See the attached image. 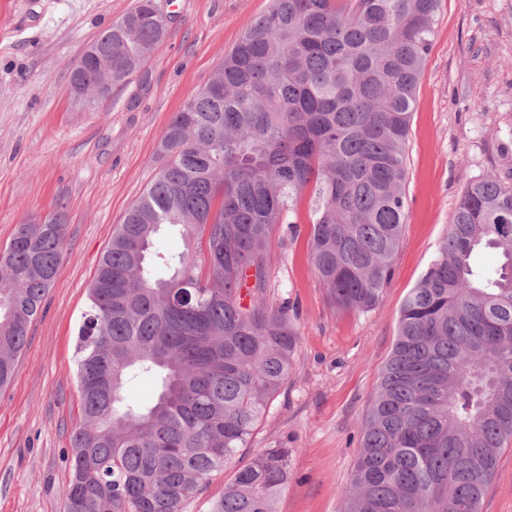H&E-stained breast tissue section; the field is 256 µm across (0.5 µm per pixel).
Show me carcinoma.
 <instances>
[{
	"label": "carcinoma",
	"instance_id": "1",
	"mask_svg": "<svg viewBox=\"0 0 512 512\" xmlns=\"http://www.w3.org/2000/svg\"><path fill=\"white\" fill-rule=\"evenodd\" d=\"M440 0H273L170 119L162 163L112 232L77 334L81 423L64 512H188L248 445L298 333L267 300L265 245L311 191L310 262L338 309L368 311L405 220L412 105ZM167 31L137 0L96 44L120 83ZM100 66H75L91 85ZM184 250L155 248L164 229ZM499 253L478 274L473 255ZM65 255V224L0 248V391ZM149 377L155 396L125 392ZM512 446V189L470 183L407 294L344 492L345 512H483ZM290 448L237 468L210 512H276Z\"/></svg>",
	"mask_w": 512,
	"mask_h": 512
}]
</instances>
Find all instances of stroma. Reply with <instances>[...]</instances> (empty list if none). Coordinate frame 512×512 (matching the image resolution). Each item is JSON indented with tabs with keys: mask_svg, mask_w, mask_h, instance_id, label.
<instances>
[{
	"mask_svg": "<svg viewBox=\"0 0 512 512\" xmlns=\"http://www.w3.org/2000/svg\"><path fill=\"white\" fill-rule=\"evenodd\" d=\"M163 41L94 107L68 95L89 43L137 0H0V247L18 224L66 217L67 256L0 393V512H64L79 317L115 224L160 165L158 142L247 23L271 0H153ZM407 217L392 274L367 312L337 309L311 269L308 197L300 228L267 244L269 300L294 305L292 366L237 464L293 451L278 512H342L360 428L396 337L400 309L436 256L465 187L487 176L512 188V0H441L408 139ZM484 512H512V447Z\"/></svg>",
	"mask_w": 512,
	"mask_h": 512,
	"instance_id": "obj_1",
	"label": "stroma"
}]
</instances>
